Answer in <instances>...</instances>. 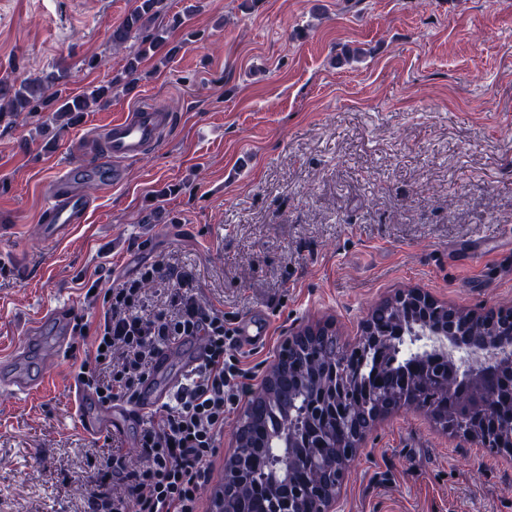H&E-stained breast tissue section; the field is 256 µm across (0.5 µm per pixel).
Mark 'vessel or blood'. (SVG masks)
<instances>
[{
    "label": "vessel or blood",
    "instance_id": "b4317fda",
    "mask_svg": "<svg viewBox=\"0 0 512 512\" xmlns=\"http://www.w3.org/2000/svg\"><path fill=\"white\" fill-rule=\"evenodd\" d=\"M172 124L171 113L147 102L113 119L105 128L102 158L67 166L47 191L40 226L43 240L48 243L60 241L85 221L90 201L82 192L84 180L92 179L104 186L119 184L123 179L122 162L136 159L147 147L158 142ZM72 315L73 311L68 307L51 311L50 316L62 334L49 343L44 342L40 325L32 326L28 340L43 343L44 363H55L65 349L72 331ZM23 355V349L18 348L8 358L0 360V387L28 395L41 388L46 377L41 371L34 374L18 371ZM173 356L170 349L159 352L154 372L140 389L137 403L133 406L121 402L102 406L90 392L81 387L75 388L74 396L82 406L79 418L83 431L91 436L107 431L122 432L124 420L136 418L140 411L166 401L176 387L175 382L169 379Z\"/></svg>",
    "mask_w": 512,
    "mask_h": 512
}]
</instances>
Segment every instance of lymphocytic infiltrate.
<instances>
[{
  "mask_svg": "<svg viewBox=\"0 0 512 512\" xmlns=\"http://www.w3.org/2000/svg\"><path fill=\"white\" fill-rule=\"evenodd\" d=\"M155 281L166 285L167 296L152 308L144 286ZM72 332L83 352L74 374L104 405L134 401L161 349L187 336L202 339L203 362L187 370L176 393L142 422L140 464L108 455L83 495L85 512H200L224 420L249 395L253 377L232 320L222 308L199 302L192 274L172 275L158 260L119 279L89 317L77 318Z\"/></svg>",
  "mask_w": 512,
  "mask_h": 512,
  "instance_id": "obj_1",
  "label": "lymphocytic infiltrate"
}]
</instances>
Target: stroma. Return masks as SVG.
Here are the masks:
<instances>
[{"mask_svg":"<svg viewBox=\"0 0 512 512\" xmlns=\"http://www.w3.org/2000/svg\"><path fill=\"white\" fill-rule=\"evenodd\" d=\"M178 51L129 94L60 127L0 120V357L56 307L85 314L113 278L164 260L236 324L265 328L259 388L284 339L327 322L353 343L370 308L415 288L476 312L512 306V0H169ZM133 0H0V79L65 68L61 96L126 64L109 36ZM364 56L337 64L342 50ZM100 61L86 65L90 57ZM175 116L64 240L39 235L44 186L99 156L143 101ZM69 359L0 395V512H83L79 476L135 437L96 444ZM339 512H512V456L446 434L412 406L352 459Z\"/></svg>","mask_w":512,"mask_h":512,"instance_id":"1","label":"stroma"}]
</instances>
